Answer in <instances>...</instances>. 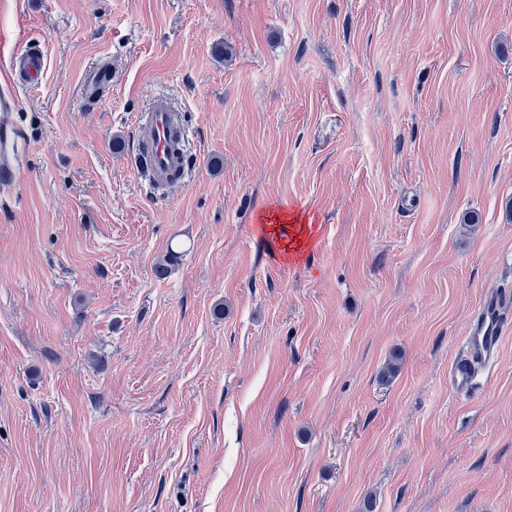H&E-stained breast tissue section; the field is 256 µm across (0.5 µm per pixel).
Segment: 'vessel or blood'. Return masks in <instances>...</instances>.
Listing matches in <instances>:
<instances>
[{
	"label": "vessel or blood",
	"mask_w": 512,
	"mask_h": 512,
	"mask_svg": "<svg viewBox=\"0 0 512 512\" xmlns=\"http://www.w3.org/2000/svg\"><path fill=\"white\" fill-rule=\"evenodd\" d=\"M45 70L41 51L30 48L13 52L6 70L0 71V188L17 182L23 153V138L14 123L22 87L40 80ZM188 131L177 121L166 97L157 96L140 123L139 144L144 147L143 178L152 194L164 195L186 173L183 145ZM512 327V294L493 289L481 299L468 333L465 358L453 364L450 375L457 390H469L478 369L492 359L506 328Z\"/></svg>",
	"instance_id": "vessel-or-blood-1"
}]
</instances>
